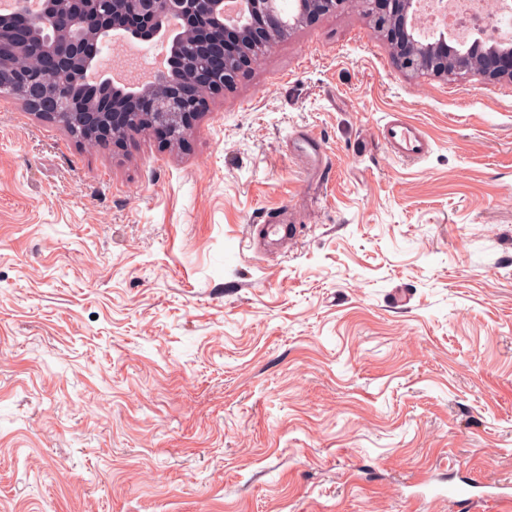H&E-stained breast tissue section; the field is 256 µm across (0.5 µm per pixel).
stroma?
Returning a JSON list of instances; mask_svg holds the SVG:
<instances>
[{
  "mask_svg": "<svg viewBox=\"0 0 512 512\" xmlns=\"http://www.w3.org/2000/svg\"><path fill=\"white\" fill-rule=\"evenodd\" d=\"M424 477L512 483V81L404 75L346 0L180 150L0 99V512H512ZM379 136L392 157L400 162L422 159L432 150V143L422 128L400 112L389 115L379 129Z\"/></svg>",
  "mask_w": 512,
  "mask_h": 512,
  "instance_id": "1",
  "label": "stroma"
}]
</instances>
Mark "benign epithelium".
Instances as JSON below:
<instances>
[{"label":"benign epithelium","mask_w":512,"mask_h":512,"mask_svg":"<svg viewBox=\"0 0 512 512\" xmlns=\"http://www.w3.org/2000/svg\"><path fill=\"white\" fill-rule=\"evenodd\" d=\"M0 16V95L17 97L40 117L71 128L78 122L95 139L125 146L144 130L169 146L186 142L208 110L212 93L236 85L255 51L290 31L336 11L345 0H294L284 13L280 0H239V16H224V0H42L29 12L26 0ZM371 26L386 43L398 70L448 79L474 71L487 80H512V47L476 39L465 48L448 45L447 31L430 44L415 39L409 16L417 0H364ZM135 17L140 27L125 39H158L185 61L178 79L165 70L151 84L115 83L102 66L101 50L120 22ZM202 55L212 65H196ZM97 71L94 86L112 95L109 104L75 99L69 85Z\"/></svg>","instance_id":"7a95c632"}]
</instances>
